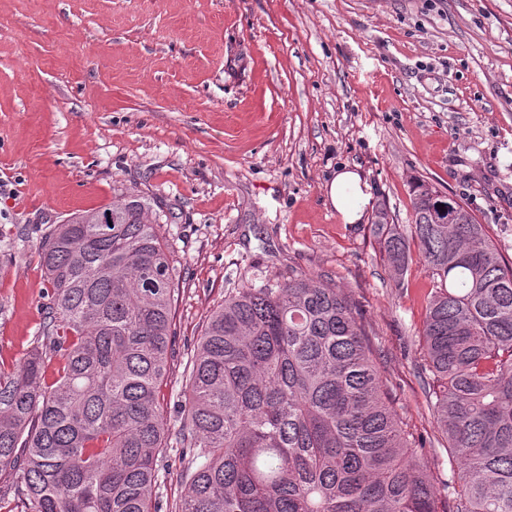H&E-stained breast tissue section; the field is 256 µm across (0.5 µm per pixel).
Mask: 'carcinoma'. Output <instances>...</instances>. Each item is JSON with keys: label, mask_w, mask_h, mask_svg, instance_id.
Instances as JSON below:
<instances>
[{"label": "carcinoma", "mask_w": 512, "mask_h": 512, "mask_svg": "<svg viewBox=\"0 0 512 512\" xmlns=\"http://www.w3.org/2000/svg\"><path fill=\"white\" fill-rule=\"evenodd\" d=\"M414 223L375 232L433 291L426 392L451 481L421 458L355 301L290 275L224 295L189 364L179 439L196 468L181 512H512V263L469 208L411 189ZM108 217L110 223L98 220ZM159 215L132 194L54 225L39 246L49 303L35 345L0 364V476L27 512H158L176 274Z\"/></svg>", "instance_id": "1"}]
</instances>
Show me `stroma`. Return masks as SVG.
<instances>
[{
	"label": "stroma",
	"instance_id": "1",
	"mask_svg": "<svg viewBox=\"0 0 512 512\" xmlns=\"http://www.w3.org/2000/svg\"><path fill=\"white\" fill-rule=\"evenodd\" d=\"M359 167L373 197H326ZM421 181L512 259V0H0V359L33 345L50 225L128 193L162 213L176 269L154 503L179 512L187 367L224 292L306 274L357 302L430 471L457 465L428 406L419 334L432 282L397 278L378 211L413 221ZM326 196L343 223L361 221L372 200V188L354 169L344 167L326 185Z\"/></svg>",
	"mask_w": 512,
	"mask_h": 512
}]
</instances>
